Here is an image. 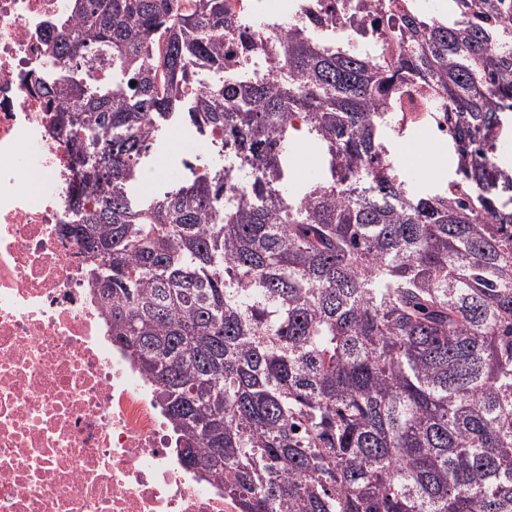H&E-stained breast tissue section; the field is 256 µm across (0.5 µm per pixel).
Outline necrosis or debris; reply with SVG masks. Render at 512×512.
I'll list each match as a JSON object with an SVG mask.
<instances>
[{"label":"necrosis or debris","mask_w":512,"mask_h":512,"mask_svg":"<svg viewBox=\"0 0 512 512\" xmlns=\"http://www.w3.org/2000/svg\"><path fill=\"white\" fill-rule=\"evenodd\" d=\"M322 0H225L253 49L224 40V71L196 65L195 98L218 80L267 79L272 42ZM319 39L391 61L368 0H330ZM70 0H0V512H238L222 486L184 467L177 436L141 371L113 344L87 279L83 245L65 232L78 184L72 152L55 135L43 67L42 25L71 20ZM429 88L402 87L399 131L444 137Z\"/></svg>","instance_id":"1"}]
</instances>
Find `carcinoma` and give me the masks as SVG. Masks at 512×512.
Returning <instances> with one entry per match:
<instances>
[{
	"mask_svg": "<svg viewBox=\"0 0 512 512\" xmlns=\"http://www.w3.org/2000/svg\"><path fill=\"white\" fill-rule=\"evenodd\" d=\"M46 26L70 76L53 127L103 175L69 229L111 266L88 282L112 341L183 436L181 462L239 512H512V0L405 10L388 65L288 28L277 74L218 82L186 104L193 64L224 71L252 42L224 0H72ZM136 82L131 86L130 82ZM407 81L446 109L457 178L420 195L373 162L399 134ZM323 174L288 192L290 114ZM221 132L245 187L214 157L144 195L149 129Z\"/></svg>",
	"mask_w": 512,
	"mask_h": 512,
	"instance_id": "carcinoma-1",
	"label": "carcinoma"
}]
</instances>
